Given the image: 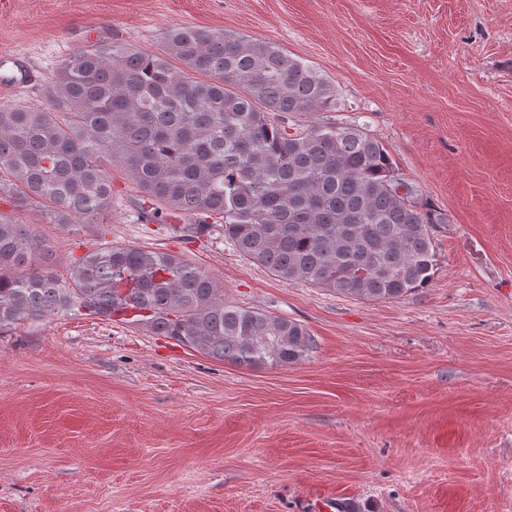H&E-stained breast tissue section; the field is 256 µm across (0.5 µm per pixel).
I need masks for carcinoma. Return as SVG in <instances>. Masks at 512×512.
<instances>
[{"mask_svg":"<svg viewBox=\"0 0 512 512\" xmlns=\"http://www.w3.org/2000/svg\"><path fill=\"white\" fill-rule=\"evenodd\" d=\"M49 104L0 106V202L47 206L88 228L112 207L108 166L135 184L140 215L215 224L246 260L283 281L368 301L395 300L434 274L432 228L445 216L411 202L383 144L360 124H301L334 86L276 44L173 27L160 54L120 42L75 49ZM74 308L142 324L217 361L279 367L315 341L302 324L224 303L184 256L110 243L61 278L27 224L0 211V336Z\"/></svg>","mask_w":512,"mask_h":512,"instance_id":"carcinoma-1","label":"carcinoma"}]
</instances>
